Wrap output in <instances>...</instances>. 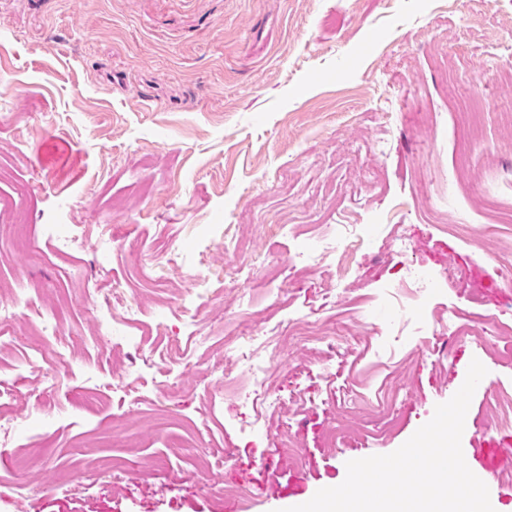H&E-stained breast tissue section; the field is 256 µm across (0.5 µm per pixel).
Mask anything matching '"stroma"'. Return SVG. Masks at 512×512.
<instances>
[{
  "mask_svg": "<svg viewBox=\"0 0 512 512\" xmlns=\"http://www.w3.org/2000/svg\"><path fill=\"white\" fill-rule=\"evenodd\" d=\"M511 54L512 0H0V306L32 300L57 323L16 317L0 339V512H282L397 450L475 359L487 384L462 450L512 512V424L490 427L486 406L512 390V335L460 341L447 323L512 327V286L480 262L512 251L492 229L512 211ZM49 224L72 226L68 251ZM330 224L357 228L344 258L299 270ZM231 235L246 248L225 250ZM418 266L457 281L420 296ZM298 318L347 333L283 344L277 409L232 390L242 328ZM173 345L181 359L161 360ZM348 388L364 406L396 390L399 427L324 447ZM29 452L45 481L20 503L11 458ZM217 476L243 495L200 489Z\"/></svg>",
  "mask_w": 512,
  "mask_h": 512,
  "instance_id": "35a3bbf8",
  "label": "stroma"
}]
</instances>
